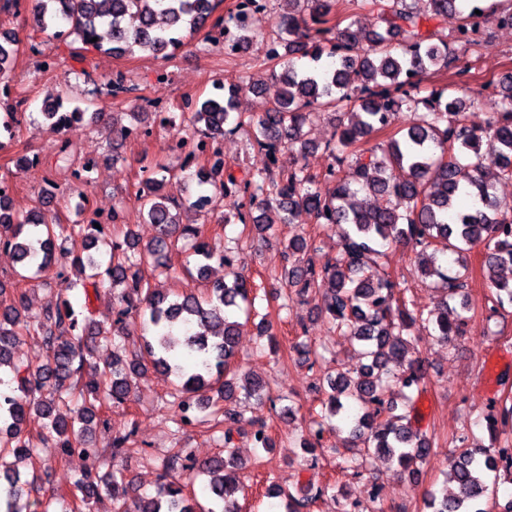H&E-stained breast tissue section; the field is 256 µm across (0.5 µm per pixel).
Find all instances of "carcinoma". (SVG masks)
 I'll use <instances>...</instances> for the list:
<instances>
[{
  "mask_svg": "<svg viewBox=\"0 0 512 512\" xmlns=\"http://www.w3.org/2000/svg\"><path fill=\"white\" fill-rule=\"evenodd\" d=\"M272 22V40L278 53L265 55L283 64L281 87L265 112H244L234 85H224V95L207 97L192 111L170 113L169 128L184 143H207L210 154L221 156L220 142L227 132L249 130L252 145L264 152L269 166L254 179L240 172V165L221 160L205 176H197L211 194L205 201L215 207L228 205L224 223L247 224L249 210L276 205L281 223L291 224L304 212L311 221L336 233V256L317 258L316 239L298 234L284 242L282 281L298 297L313 301L317 309L348 341L356 363L336 365L315 387L324 414L313 421L309 437L299 443L303 455L316 463V450L332 418L357 403L362 414L352 421L349 433L360 449V458L349 467L361 474L368 458L383 457L396 465V472L412 478L419 465L431 458L432 442L414 425V401L425 384L426 372L415 356L409 324L421 320L432 326L434 337L451 343L464 334L466 317L448 319V305L455 301L470 311L467 288L472 269L467 252L477 243L486 244L482 271L488 282L490 313L512 305V282L499 270L512 266V212L497 207L500 185H512V71L502 74L491 95L478 93L422 95L421 84L405 76L435 73L450 67L472 51L473 35L490 21L512 19V9L500 10L488 0H429L430 11L416 10L415 0H371L378 6L383 30H363L351 21L336 29L328 27L338 0H283ZM223 0H37L35 23L54 31L66 27L84 45L106 48L114 55L142 52L169 58L187 44L188 38L206 24L224 28L218 14ZM481 14H475V11ZM459 18L451 41L432 42L430 28L441 26L450 15ZM137 15L141 25L131 28L126 18ZM263 18L255 16L240 34L246 47L260 37ZM95 36L92 42L88 37ZM364 40L362 54L351 46ZM309 64L299 70L296 61ZM490 109L486 126L468 125L466 113L476 104ZM408 112L404 132L388 137L381 148L370 140L390 126L386 114ZM324 113L333 116L330 138L321 143L331 163L322 175L301 164L313 148L304 136L305 126ZM496 144L500 166L490 175L480 163L484 141ZM288 154L289 162H281ZM77 149L64 142L53 156L54 165H72ZM176 170L157 165L141 180L136 199L142 216L156 226L154 241L143 244L131 231L117 240L105 227L94 224H62L40 209L24 214L13 211L0 197V242L11 248L26 270L43 271L60 265L57 276L61 296L55 306L31 313L26 282L21 274L11 286L0 282V370L8 372L9 405H0V512H81L106 490L113 512H242L237 494L242 491L234 433L250 427L255 447H275L266 423L247 420L236 406L238 394L264 402L272 399L268 384L259 378L240 376L231 370L237 356L238 337L244 323L231 320L225 310H238L250 320L255 310L256 289L242 265L239 245L219 251L206 231L180 222L181 213L199 205L187 203L181 193L182 173L204 167L206 157L189 152L180 156ZM334 183L322 193L320 181ZM363 192L381 197L379 202L350 200ZM476 199L466 204L463 199ZM196 257L200 293L162 295L151 288L150 277L169 272L167 253L179 242ZM388 243H406L418 249L422 277L440 291L435 308L415 306L391 279L381 259ZM446 255L450 267L438 264ZM373 258L380 260L376 273L364 274ZM224 268L221 277H209L210 261ZM121 289L123 308L109 326L92 315L81 316L69 293L89 295L104 283ZM140 330L150 337L143 351L126 356L113 349L112 364L100 367L94 361L96 344L116 342ZM41 336L46 362L33 367L15 357V350L30 334ZM300 364L314 365L320 356L305 341L292 346ZM173 375L171 397L176 407L175 423L184 429L209 421L221 429L224 457L203 464L190 462L179 449L162 462V483L155 494L128 497L125 477L118 469L106 472L107 461L117 462L127 451L134 430L112 437L100 448L88 437L90 425L101 417L103 407L128 404L132 382L148 370ZM394 383L403 399L400 414L386 402L385 390ZM37 426L45 431L61 457L78 450L85 466L73 480L81 493V505L73 507L63 497H39L47 471L24 479L14 463L34 453L26 434ZM491 440L496 442L506 428L512 429V405L489 417ZM457 448L450 466V480L457 491L448 494V483L427 493L432 512H512V496L499 502V483L489 482V473L503 472L512 483V454L492 455V448L471 445L468 437L453 440ZM200 474L209 475L208 505L197 504L189 486ZM334 486L300 482L296 490L270 486L268 495L283 499L284 512H310L311 507ZM36 497L22 507L24 494Z\"/></svg>",
  "mask_w": 512,
  "mask_h": 512,
  "instance_id": "cac0c4a2",
  "label": "carcinoma"
}]
</instances>
